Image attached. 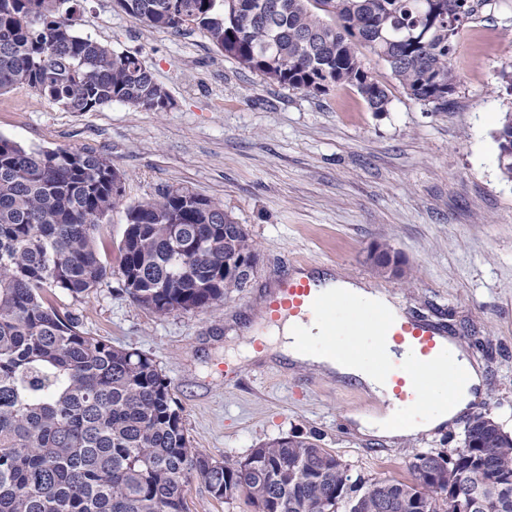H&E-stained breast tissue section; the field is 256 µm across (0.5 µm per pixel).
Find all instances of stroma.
I'll return each mask as SVG.
<instances>
[{
	"mask_svg": "<svg viewBox=\"0 0 512 512\" xmlns=\"http://www.w3.org/2000/svg\"><path fill=\"white\" fill-rule=\"evenodd\" d=\"M76 19L80 35L140 54L173 107L68 112L20 85L0 94V135L26 148L91 147L124 171L123 203L97 238L107 279L56 306L85 334L156 363L193 447L236 461L264 441L314 433L352 474L409 481L417 453L462 446L471 414L512 431V180L495 139L512 113L501 79L512 65V0H488L461 29L459 83L445 112L411 99L369 52L366 68L388 89L384 112L351 86L312 94L268 83L204 31L151 28L114 0H81ZM172 186L222 203L259 257L249 288L203 311L159 316L125 292L119 247L128 206ZM377 246L407 277L372 269ZM326 268L386 289L464 343L484 379L468 412L407 440L364 436L348 416L373 414L377 403L359 385L275 357L243 359L250 316L279 278ZM186 498L189 512H255L246 496L218 500L193 475Z\"/></svg>",
	"mask_w": 512,
	"mask_h": 512,
	"instance_id": "1",
	"label": "stroma"
}]
</instances>
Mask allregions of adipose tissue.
Masks as SVG:
<instances>
[{"label": "adipose tissue", "instance_id": "1", "mask_svg": "<svg viewBox=\"0 0 512 512\" xmlns=\"http://www.w3.org/2000/svg\"><path fill=\"white\" fill-rule=\"evenodd\" d=\"M313 284L327 297L336 298L338 302L353 308L376 311L395 318L401 315L399 308L384 289L366 283H354L331 273L316 276ZM264 337L269 343L274 344L276 352L290 358L294 363L315 366L332 375L356 379L367 393L382 401V408L376 410L373 415L356 416L358 429L364 434L412 437L437 429L465 412L471 402L475 401L477 390L482 385L480 368L469 360L464 351L459 350L455 353L464 371V377L459 381L451 379L448 367L433 365L420 369L411 355H402L401 368L409 372L419 370L426 376L438 375L447 378L448 383L440 387H420L419 401L430 405L429 416L396 427L391 422V410L386 406L390 397L388 383L380 370L367 366L355 357H339L299 348L294 324L288 320L269 326Z\"/></svg>", "mask_w": 512, "mask_h": 512}]
</instances>
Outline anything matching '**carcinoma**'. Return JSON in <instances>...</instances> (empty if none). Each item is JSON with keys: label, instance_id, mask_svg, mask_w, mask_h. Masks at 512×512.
I'll return each mask as SVG.
<instances>
[{"label": "carcinoma", "instance_id": "1", "mask_svg": "<svg viewBox=\"0 0 512 512\" xmlns=\"http://www.w3.org/2000/svg\"><path fill=\"white\" fill-rule=\"evenodd\" d=\"M78 0H0V93L26 85L70 112L113 102L165 112L173 101L141 56L76 31ZM157 29L206 31L225 57L280 86L325 94L353 86L373 112L390 103L365 47L410 98L448 111L463 24L487 0H116ZM512 179V116L495 135ZM124 173L93 149H25L0 136V512H188L187 476L257 512H512V434L484 412L450 455L416 454L414 479L352 475L292 435L242 461L192 447L152 359L87 336L52 296L77 300L108 270L96 233L120 203ZM122 284L157 315L224 301L257 247L224 207L167 187L127 208Z\"/></svg>", "mask_w": 512, "mask_h": 512}]
</instances>
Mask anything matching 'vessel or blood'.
Listing matches in <instances>:
<instances>
[{
    "mask_svg": "<svg viewBox=\"0 0 512 512\" xmlns=\"http://www.w3.org/2000/svg\"><path fill=\"white\" fill-rule=\"evenodd\" d=\"M264 310L270 320H278L288 315L300 323L316 321L322 324L324 334L317 343L300 340V347L316 345L329 353H337L336 346V305L314 288L309 280L284 278L264 300ZM381 340L372 351L382 372L390 379L392 392L400 407H412L416 399L417 382L404 370L393 366L385 358L387 343L407 347L413 353L418 364L425 365L444 359L441 340L445 329L439 324L423 321L414 317L393 319L381 317L376 328Z\"/></svg>",
    "mask_w": 512,
    "mask_h": 512,
    "instance_id": "vessel-or-blood-1",
    "label": "vessel or blood"
}]
</instances>
